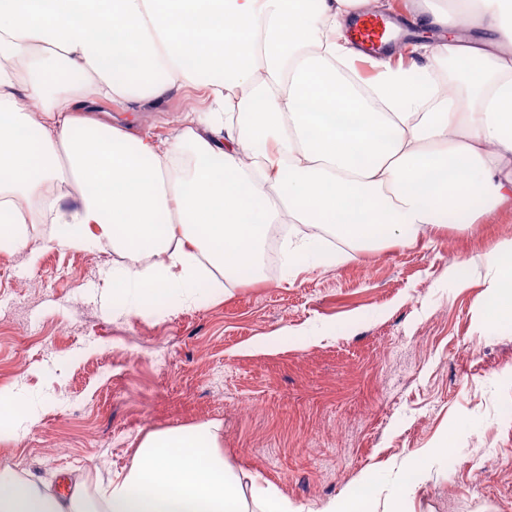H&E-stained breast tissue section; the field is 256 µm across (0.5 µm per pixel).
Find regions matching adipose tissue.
Returning a JSON list of instances; mask_svg holds the SVG:
<instances>
[{
	"mask_svg": "<svg viewBox=\"0 0 512 512\" xmlns=\"http://www.w3.org/2000/svg\"><path fill=\"white\" fill-rule=\"evenodd\" d=\"M374 0H0V247L52 224L62 250H109L126 312L173 306L221 271L256 273L273 224L357 247L414 243L429 224L512 203V0H423L435 40L408 68L349 80L344 35ZM185 88L207 104L173 135L92 118ZM485 312L512 325V240L487 258ZM36 406L0 387V442ZM299 512L241 477L211 424L147 434L129 468L58 495L0 469V512Z\"/></svg>",
	"mask_w": 512,
	"mask_h": 512,
	"instance_id": "obj_1",
	"label": "adipose tissue"
}]
</instances>
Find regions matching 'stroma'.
I'll return each mask as SVG.
<instances>
[{
    "label": "stroma",
    "mask_w": 512,
    "mask_h": 512,
    "mask_svg": "<svg viewBox=\"0 0 512 512\" xmlns=\"http://www.w3.org/2000/svg\"><path fill=\"white\" fill-rule=\"evenodd\" d=\"M186 98L100 108L167 136ZM27 231L26 248L0 250V386L40 418L0 443V467L57 489L78 472L93 483L128 467L148 433L210 422L229 464L301 512L375 471L376 512L398 498L410 512H512V327L483 308L511 206L223 292L206 279L189 304L156 298L142 315L110 298L122 257L50 248L51 224ZM306 332L321 341L295 343ZM263 336L275 344L256 349ZM447 435L451 460L436 451ZM419 454L429 462L404 485Z\"/></svg>",
    "instance_id": "1"
}]
</instances>
